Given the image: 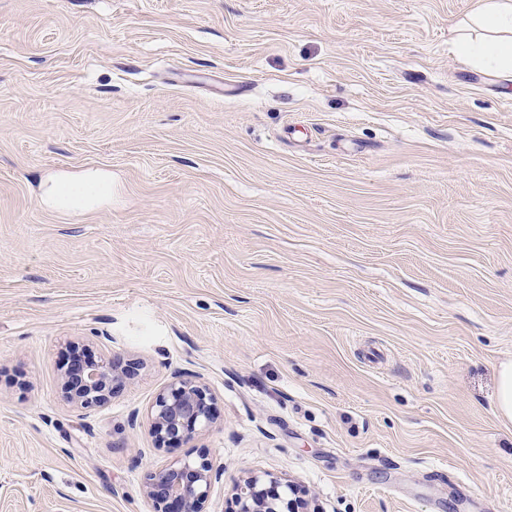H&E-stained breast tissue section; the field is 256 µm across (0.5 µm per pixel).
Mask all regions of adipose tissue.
Listing matches in <instances>:
<instances>
[{
    "label": "adipose tissue",
    "instance_id": "1",
    "mask_svg": "<svg viewBox=\"0 0 512 512\" xmlns=\"http://www.w3.org/2000/svg\"><path fill=\"white\" fill-rule=\"evenodd\" d=\"M469 24L483 35L459 38L456 52L485 69L512 76V0H481ZM111 198L112 174L105 170L48 173L41 181L40 200L55 211L89 212Z\"/></svg>",
    "mask_w": 512,
    "mask_h": 512
}]
</instances>
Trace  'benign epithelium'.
I'll return each mask as SVG.
<instances>
[{
  "instance_id": "1",
  "label": "benign epithelium",
  "mask_w": 512,
  "mask_h": 512,
  "mask_svg": "<svg viewBox=\"0 0 512 512\" xmlns=\"http://www.w3.org/2000/svg\"><path fill=\"white\" fill-rule=\"evenodd\" d=\"M139 363L113 358L92 360L76 351L62 375L65 399L82 408L107 404L117 389L132 380ZM213 395L200 382L182 375L158 395L151 411L150 430L158 445L188 442L215 423ZM219 472L200 457L178 461L147 475L144 496L153 512H206L211 485ZM295 491L286 476L270 473L250 474L234 486L237 512H308L305 499H285L274 492L277 487Z\"/></svg>"
}]
</instances>
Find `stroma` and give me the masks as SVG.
I'll use <instances>...</instances> for the list:
<instances>
[{
    "label": "stroma",
    "mask_w": 512,
    "mask_h": 512,
    "mask_svg": "<svg viewBox=\"0 0 512 512\" xmlns=\"http://www.w3.org/2000/svg\"><path fill=\"white\" fill-rule=\"evenodd\" d=\"M480 0H0V512H153L149 472L312 512H512V80ZM112 173L63 214L46 173ZM140 361L67 402L71 345ZM216 422L157 446L173 373ZM468 27L483 30L479 39L461 37L456 52L497 74L512 76V1L481 0V7L470 18ZM495 410L502 419L512 421V362L502 364L498 370ZM267 482L270 484L269 488L264 487ZM279 486L284 488L286 495L288 490L296 491L294 482L287 476L270 473L246 476L233 489L237 512H309L307 500L285 499L275 493L274 489Z\"/></svg>",
    "instance_id": "1"
}]
</instances>
